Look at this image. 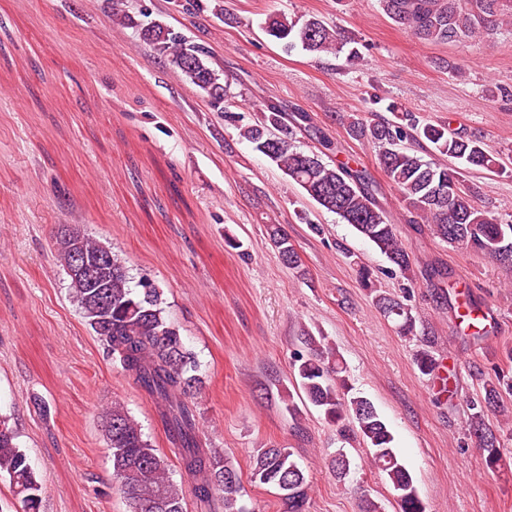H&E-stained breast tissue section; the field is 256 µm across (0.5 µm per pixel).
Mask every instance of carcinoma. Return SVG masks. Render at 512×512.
Masks as SVG:
<instances>
[{"instance_id":"obj_1","label":"carcinoma","mask_w":512,"mask_h":512,"mask_svg":"<svg viewBox=\"0 0 512 512\" xmlns=\"http://www.w3.org/2000/svg\"><path fill=\"white\" fill-rule=\"evenodd\" d=\"M380 8L416 38L447 44L476 38L492 31L512 15V0H379ZM265 31L287 47L297 44L309 52L339 55L347 40L335 27L305 15L269 13ZM170 67L202 91L209 105L224 113V122L238 131L252 149L275 164L320 208L336 214L344 223L373 243L388 261L407 276L412 268L409 251L384 204L381 185L365 167L348 161L328 162L323 155L337 154L340 147L318 130L314 135L322 150L305 152L295 144L296 129L309 126L308 115L269 101L251 121L228 99L212 56L191 44L178 32L159 24L140 25ZM347 134L378 148L377 164L406 202L409 224H429L432 235L456 248L484 254L512 266V224H498L472 202L463 184L461 168L494 171L502 168L499 155L477 137L448 134L442 124H420L405 112L399 121L353 118ZM426 140L440 156L457 165L424 160L407 140ZM279 257L289 268L301 270L303 260L286 231L272 230ZM60 265L70 281L72 298L93 332L100 337L114 365L152 400L162 406L161 424L178 448L181 469L193 479L200 512H255L244 500L242 475L232 460L214 448H205L199 436L194 405L189 402L200 389L199 363L179 330L168 320L160 289L148 278L132 283L127 268L111 248L76 227H62L55 237ZM95 265L93 279L72 274L76 257ZM376 307L395 323L400 333L414 334L416 318L396 296L372 289ZM302 349L294 352L297 395L284 402L297 420L301 407H315L326 421L336 425L345 441L369 450L371 463L389 483L399 512H424L413 478L394 447V436L367 398L352 393L343 376L336 348L308 329L297 337ZM468 435L484 452V462L494 470L501 461L494 430L486 423L490 413L504 410L501 378L489 377L483 392L470 402ZM102 431L112 460V476L126 503V512H187L182 489L171 479L170 464L142 431L141 425L114 402L102 414ZM330 465L336 480L350 472L351 460L338 452ZM0 477L9 480L21 512H40L43 485L26 453L17 443L16 430L0 415ZM251 479L278 491L283 512H308L309 480L293 453L271 445L253 456Z\"/></svg>"}]
</instances>
